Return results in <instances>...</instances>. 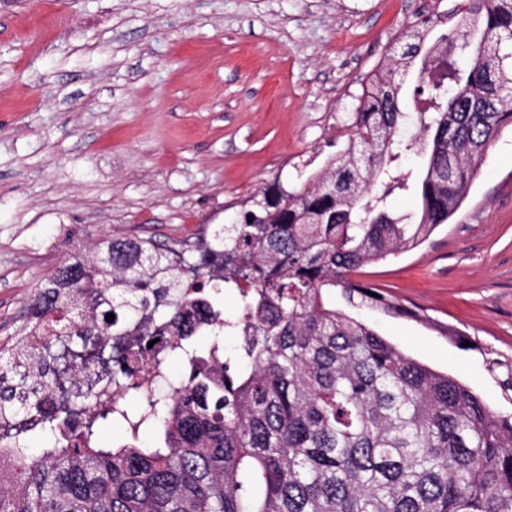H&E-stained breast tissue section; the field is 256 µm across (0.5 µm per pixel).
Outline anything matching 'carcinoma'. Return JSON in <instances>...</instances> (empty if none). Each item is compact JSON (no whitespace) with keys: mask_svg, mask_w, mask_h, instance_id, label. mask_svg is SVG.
<instances>
[{"mask_svg":"<svg viewBox=\"0 0 512 512\" xmlns=\"http://www.w3.org/2000/svg\"><path fill=\"white\" fill-rule=\"evenodd\" d=\"M463 2L434 44L412 29L399 59L366 79L348 146L316 177L212 228L224 274L189 281L154 240H110L89 276L112 289L114 320L82 342H120V320L148 309L207 348L182 350L180 385L146 400L128 443L99 446L92 423L52 448L15 441L0 512H512V415L327 300L339 287L351 305L419 317L351 275L446 223L512 127V0ZM418 58L426 98L417 132L403 136L396 73ZM420 153V176L398 173ZM395 193L416 197L418 223L388 211ZM244 283L237 317H222L214 296ZM31 306L61 303L42 288ZM54 345L0 356L12 382L0 413L19 408L25 360L47 364ZM142 428L158 443L140 441Z\"/></svg>","mask_w":512,"mask_h":512,"instance_id":"1","label":"carcinoma"}]
</instances>
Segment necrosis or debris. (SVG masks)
Wrapping results in <instances>:
<instances>
[{
  "label": "necrosis or debris",
  "mask_w": 512,
  "mask_h": 512,
  "mask_svg": "<svg viewBox=\"0 0 512 512\" xmlns=\"http://www.w3.org/2000/svg\"><path fill=\"white\" fill-rule=\"evenodd\" d=\"M64 302L50 316L48 326L32 322L24 336L8 343L9 351L38 347L43 333L55 335L57 358L51 369L57 383L51 392H43L39 378H32L28 398L36 404L35 410L24 414L0 417V446H7L22 436L31 421L47 418L55 432L66 434L89 422L98 407L122 410L126 395L112 383L115 362L110 347H102L94 355L76 357L75 335L94 328L111 298L110 291L103 288H64L60 291ZM177 339L171 335L158 337L154 356L132 361L135 371L128 382L130 390L149 394L171 377L168 363L170 353L176 351Z\"/></svg>",
  "instance_id": "1"
}]
</instances>
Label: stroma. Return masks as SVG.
Listing matches in <instances>:
<instances>
[{
  "mask_svg": "<svg viewBox=\"0 0 512 512\" xmlns=\"http://www.w3.org/2000/svg\"><path fill=\"white\" fill-rule=\"evenodd\" d=\"M458 0H0V339L103 238L234 224L345 149L363 83ZM419 318L329 301L512 414V129L456 214L359 269Z\"/></svg>",
  "mask_w": 512,
  "mask_h": 512,
  "instance_id": "stroma-1",
  "label": "stroma"
}]
</instances>
